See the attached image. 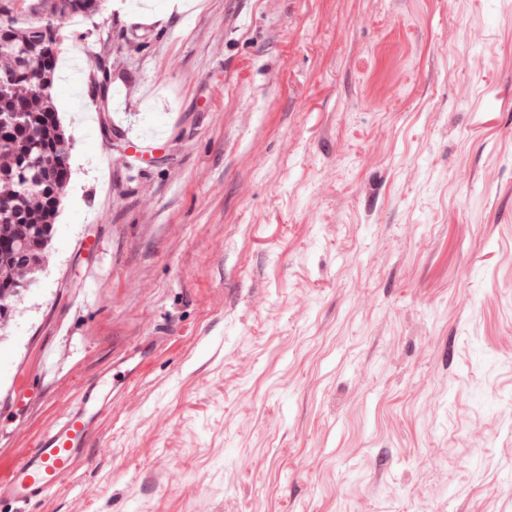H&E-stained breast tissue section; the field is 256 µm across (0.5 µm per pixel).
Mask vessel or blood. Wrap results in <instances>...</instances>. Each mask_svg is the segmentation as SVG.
Returning a JSON list of instances; mask_svg holds the SVG:
<instances>
[{
    "mask_svg": "<svg viewBox=\"0 0 512 512\" xmlns=\"http://www.w3.org/2000/svg\"><path fill=\"white\" fill-rule=\"evenodd\" d=\"M158 344V337H147L123 355L122 370L106 368L93 381L81 383L70 405L37 435L33 447L0 479V499H8L14 512H31L34 505L73 475L108 409L110 396L137 379L148 353Z\"/></svg>",
    "mask_w": 512,
    "mask_h": 512,
    "instance_id": "b4317fda",
    "label": "vessel or blood"
}]
</instances>
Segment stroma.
<instances>
[{
  "mask_svg": "<svg viewBox=\"0 0 512 512\" xmlns=\"http://www.w3.org/2000/svg\"><path fill=\"white\" fill-rule=\"evenodd\" d=\"M126 2L63 32L0 475L156 331L34 512H512V0Z\"/></svg>",
  "mask_w": 512,
  "mask_h": 512,
  "instance_id": "obj_1",
  "label": "stroma"
}]
</instances>
